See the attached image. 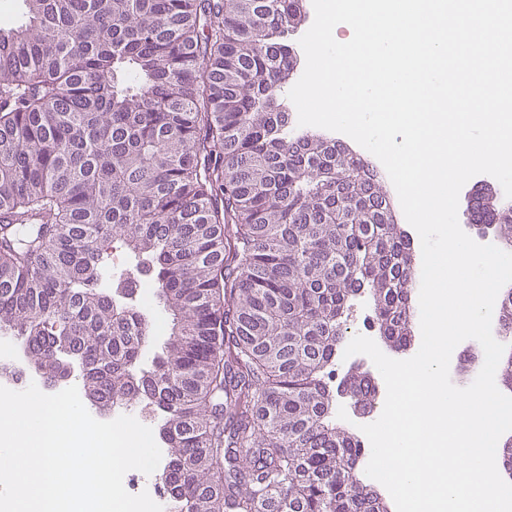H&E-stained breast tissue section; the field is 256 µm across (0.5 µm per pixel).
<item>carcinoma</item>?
Segmentation results:
<instances>
[{
    "label": "carcinoma",
    "mask_w": 512,
    "mask_h": 512,
    "mask_svg": "<svg viewBox=\"0 0 512 512\" xmlns=\"http://www.w3.org/2000/svg\"><path fill=\"white\" fill-rule=\"evenodd\" d=\"M0 27V334L101 412L148 405L180 512H385L330 376L351 301L410 344L417 264L374 167L288 135L304 0H22ZM512 243V204L469 212ZM119 237L131 275L105 291ZM171 317L153 322L132 276ZM512 335V291L500 302ZM340 384L378 396L363 371ZM149 307V317L153 321L154 324V351H161V348L164 346V343L168 339L167 334V324H168V315L164 310L163 304L159 303V301L151 296L150 301L147 303Z\"/></svg>",
    "instance_id": "1"
}]
</instances>
